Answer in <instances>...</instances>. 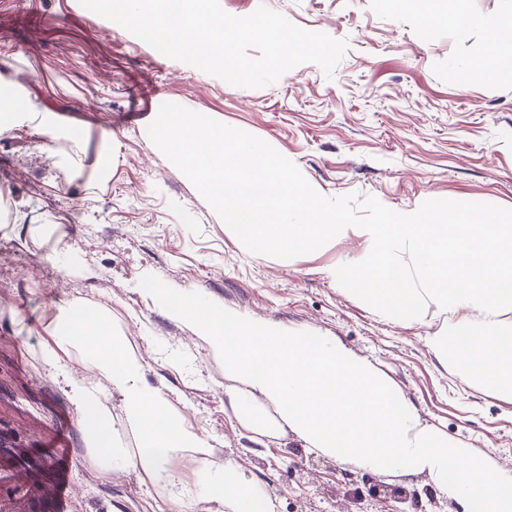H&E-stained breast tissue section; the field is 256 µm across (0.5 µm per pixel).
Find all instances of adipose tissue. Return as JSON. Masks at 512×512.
<instances>
[{"instance_id":"adipose-tissue-1","label":"adipose tissue","mask_w":512,"mask_h":512,"mask_svg":"<svg viewBox=\"0 0 512 512\" xmlns=\"http://www.w3.org/2000/svg\"><path fill=\"white\" fill-rule=\"evenodd\" d=\"M459 27L485 28L488 53L472 71L481 78L512 81L504 52L512 49V10L506 17H476L457 8ZM175 312L192 311L202 338L224 354V372L235 382L229 396L240 420L265 432L288 430L308 449L360 469L403 481L424 478L451 498H466L472 512H512V469L492 467L484 456L448 442L422 423L403 392L369 360L339 341L278 329L245 320L217 304L186 305L182 297L168 300ZM45 358L78 352L121 395L129 423L141 435L136 451L108 446L99 451L102 471L129 468L168 486L176 485L171 462L188 456L206 460L212 453L207 436L171 418L169 401L149 387L139 355L108 336L98 310L74 302L58 317ZM70 397L89 421L90 443H98L110 424V411L98 392L69 380ZM275 413H268V406ZM210 491L224 512H276L274 499L252 488L233 460Z\"/></svg>"}]
</instances>
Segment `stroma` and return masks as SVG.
Returning <instances> with one entry per match:
<instances>
[{"instance_id": "stroma-1", "label": "stroma", "mask_w": 512, "mask_h": 512, "mask_svg": "<svg viewBox=\"0 0 512 512\" xmlns=\"http://www.w3.org/2000/svg\"><path fill=\"white\" fill-rule=\"evenodd\" d=\"M344 39L332 75L314 64L273 85L235 87L169 59L78 0H0V512H45L62 478L71 512H154L166 486L119 468L102 472L69 379L99 387L109 440L138 448L120 395L81 355L43 358L49 322L80 300L137 351L145 380L171 413L208 436L212 455L173 461L189 512H220L199 480L233 460L277 512H470L423 480L398 481L310 452L292 432L265 435L236 417L224 356L164 296L212 302L286 331L341 341L400 388L421 420L458 447L512 469V398L464 381L428 345L478 311L387 317L335 281L364 257L351 234L292 259L249 252L149 139L161 103L175 102L247 131L292 160L320 193L375 196L398 212L428 199L512 208V83L452 74L488 50L479 26L459 29L381 0H221L247 16L259 5ZM47 113L46 143L13 127ZM75 462L63 471L59 449Z\"/></svg>"}]
</instances>
